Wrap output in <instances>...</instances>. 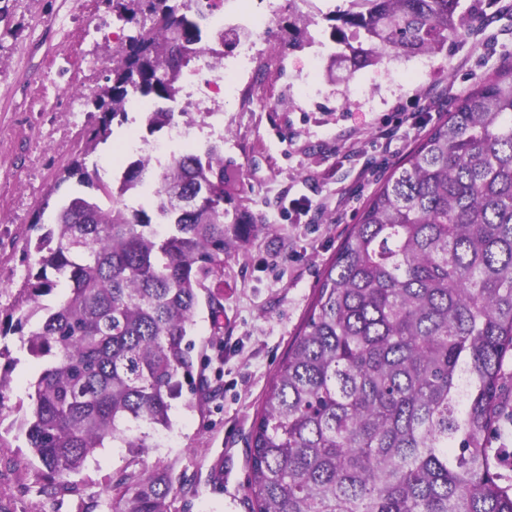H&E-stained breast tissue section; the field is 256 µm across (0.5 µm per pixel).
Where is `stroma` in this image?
Returning <instances> with one entry per match:
<instances>
[{
	"instance_id": "1",
	"label": "stroma",
	"mask_w": 512,
	"mask_h": 512,
	"mask_svg": "<svg viewBox=\"0 0 512 512\" xmlns=\"http://www.w3.org/2000/svg\"><path fill=\"white\" fill-rule=\"evenodd\" d=\"M462 34L435 58L434 72L415 60L387 61L347 81L326 76V21L311 31L316 45L288 46L290 11L317 14L344 0H292L268 25L226 10L225 26L251 27L263 57L286 54L252 88L254 109L240 111L238 88L224 101V166L232 174L224 195L264 224L248 245L224 262L210 285L223 309L200 304L188 336L197 369L222 395L199 403L189 390L171 399V425L154 437L148 455L97 449L85 467L66 476V490L44 496L45 470L30 452L20 424L29 411V385L42 368L19 332L0 335V372L10 385L0 405V512H83L119 471L171 473L172 512H253L246 483L250 436L276 368L299 333L320 278L367 199L393 167L470 90L512 64V0H460ZM0 320L30 309L22 301L28 267L38 255L34 222L54 224L58 208L83 193L63 170L77 156L100 178L122 167L117 149L131 135L164 141L143 113L112 123L106 141L86 150L84 128L97 109L112 56L129 31L105 0H0ZM310 199L311 208L297 206ZM222 491H214V481Z\"/></svg>"
}]
</instances>
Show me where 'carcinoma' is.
I'll use <instances>...</instances> for the list:
<instances>
[{
  "mask_svg": "<svg viewBox=\"0 0 512 512\" xmlns=\"http://www.w3.org/2000/svg\"><path fill=\"white\" fill-rule=\"evenodd\" d=\"M133 25L112 59V86L86 142L127 120L132 94L164 105L151 130L196 122L176 108L183 69L218 40L215 0H106ZM329 21V71L351 79L385 59L436 56L459 35L460 0H345ZM303 14L288 16V45L315 43ZM224 149L172 158L155 188L154 215L125 196L149 162L114 182L72 160L67 177L96 190L74 195L40 234L28 275L25 343L48 360L31 385L23 428L50 474L41 493L80 471L105 443L152 448L170 427L183 384L201 402L221 395L195 372L187 339L207 282L260 232L224 208ZM170 226L162 236L155 224ZM70 294L40 305L54 282ZM512 354V66L461 98L369 199L321 280L302 332L278 367L250 438L247 490L256 512H512V486L492 466L489 436L503 416V364ZM115 512H170L167 471L120 472Z\"/></svg>",
  "mask_w": 512,
  "mask_h": 512,
  "instance_id": "cac0c4a2",
  "label": "carcinoma"
}]
</instances>
